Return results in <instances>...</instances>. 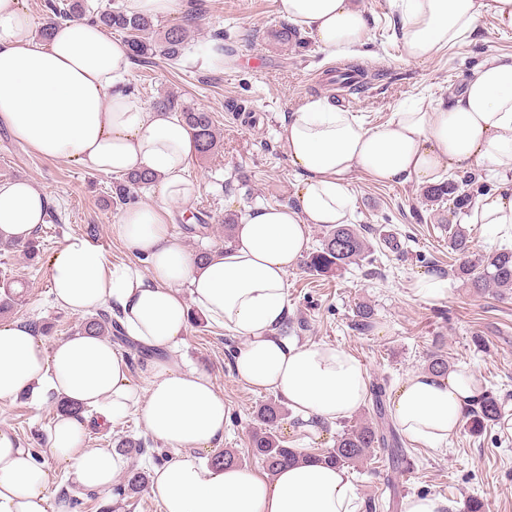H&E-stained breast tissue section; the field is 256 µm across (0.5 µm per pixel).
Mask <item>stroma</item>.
Returning a JSON list of instances; mask_svg holds the SVG:
<instances>
[{
	"mask_svg": "<svg viewBox=\"0 0 512 512\" xmlns=\"http://www.w3.org/2000/svg\"><path fill=\"white\" fill-rule=\"evenodd\" d=\"M178 9L155 18L159 28L182 23L193 13L198 21L178 65L161 58L136 63L129 86L144 101L164 92L176 93L188 107L211 113L216 146L196 156L188 170L202 190L190 205L170 203L172 226L190 252L224 245L225 214L245 215L258 207L293 201L297 176L280 141L286 116L303 100L330 96L336 105L371 126L388 123L401 107L417 103L435 106L450 92L461 90L472 72L491 54L512 55V30L498 29L485 16L479 35L463 37L442 50L429 63L409 59L399 38L401 13L394 0H360L368 18L367 42L356 65L365 72L358 91L338 88L331 78L347 60L325 59L309 33L283 41L278 34L289 23L279 12V0H189ZM223 33L229 63H210L209 47L215 33ZM29 181L51 196L60 223L38 230L41 256L37 265L21 253L0 254L9 276L25 283L23 297L11 319L48 323L46 343L74 335L80 315L55 307L50 297L48 262L70 235H86L96 225L95 244L115 265L146 268L114 232L119 212L106 206L112 179L76 163L48 159L19 143L0 125V182ZM353 224L363 229L371 253L361 266L341 274L319 276L297 266L288 274V318L297 325L293 338L301 344H338L353 353L367 370L370 385H384L394 396L411 373L424 370L426 355L440 346L453 369L468 370L484 388L497 396L505 416L512 418V292L476 293L457 277L456 256L448 246V206L426 198L425 186L413 182L381 184L366 174H353ZM191 211L207 224L206 233L189 231L182 218ZM435 274L448 282L445 298L428 301L413 293L416 280ZM371 305L372 332L361 335L350 324L356 305ZM482 345H475V338ZM243 345L240 337L211 322L190 324L179 354L188 367L206 372L224 397L229 414L224 427V448L239 457L248 470L262 464L250 447L256 425L253 411L269 400L265 391L239 383L232 371L233 358ZM57 416L56 401L41 406L16 398L0 402V428L12 431L31 449L38 462L51 470L59 465L46 448ZM86 444L114 450L122 438H146L138 414L112 423L90 415ZM345 422L311 434L298 430L285 418L280 432L288 447L321 452L333 447ZM412 463L409 470H392L385 455L373 452L351 473L364 512H401L411 495L441 496L456 504L470 497L484 501L486 512H512V438L501 423L488 425L478 435L461 426L447 450L430 449L402 438ZM49 512H162L158 497L144 490L135 497L115 491L88 495L86 488L56 479Z\"/></svg>",
	"mask_w": 512,
	"mask_h": 512,
	"instance_id": "1",
	"label": "stroma"
}]
</instances>
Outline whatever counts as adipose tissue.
Masks as SVG:
<instances>
[{
	"mask_svg": "<svg viewBox=\"0 0 512 512\" xmlns=\"http://www.w3.org/2000/svg\"><path fill=\"white\" fill-rule=\"evenodd\" d=\"M400 39L407 57L433 61L485 15L512 30V0H401ZM287 21L310 31L327 59L360 54L368 20L355 0H280ZM134 61L126 42L89 21L65 22L36 37L20 0H0V124L37 154L104 175L148 171L156 196L122 211L113 230L149 268L115 266L88 238H65L49 260L55 305L85 315L108 307L129 339L146 351L130 377L110 340L86 334L45 344L29 325L0 321V401L46 392L73 404L52 428L47 452L65 478L104 491L122 456L85 445L88 412L112 422L138 413L149 435L174 455L153 468L162 512H362L346 469L308 461L273 472L213 466L199 453L224 439L228 409L211 378L176 356L190 310L242 337L234 357L239 382L272 392L299 427L354 416L369 393L362 362L342 346L300 345L282 336L288 274L308 250L311 225L348 223L349 178L381 183H437L444 174L482 169L502 176L474 205L471 223L512 236V55H489L461 92L433 109L396 112L381 127L359 122L330 98L306 99L286 118L283 148L298 180L295 201L250 212L230 246L199 262L171 231L170 202L201 191L188 175L196 150L190 129L170 112L128 90ZM49 198L29 182L0 183V237L31 238ZM473 375L413 373L390 404L409 438L438 450L458 432L474 404ZM55 476L0 429V512H48Z\"/></svg>",
	"mask_w": 512,
	"mask_h": 512,
	"instance_id": "ef3b65f1",
	"label": "adipose tissue"
}]
</instances>
